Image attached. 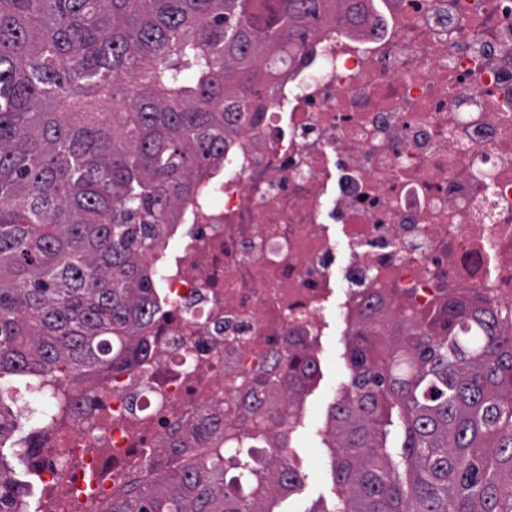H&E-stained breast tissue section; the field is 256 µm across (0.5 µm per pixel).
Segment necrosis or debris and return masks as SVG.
I'll list each match as a JSON object with an SVG mask.
<instances>
[{"label":"necrosis or debris","mask_w":512,"mask_h":512,"mask_svg":"<svg viewBox=\"0 0 512 512\" xmlns=\"http://www.w3.org/2000/svg\"><path fill=\"white\" fill-rule=\"evenodd\" d=\"M171 237L146 259L138 363L0 388L31 421L37 512H102L204 424L260 463L279 431L255 382L279 396L289 345L315 355L329 312L352 336L369 303L460 295L512 333V0H367L327 22L252 96Z\"/></svg>","instance_id":"necrosis-or-debris-1"}]
</instances>
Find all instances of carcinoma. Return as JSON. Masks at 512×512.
<instances>
[{
	"label": "carcinoma",
	"instance_id": "carcinoma-1",
	"mask_svg": "<svg viewBox=\"0 0 512 512\" xmlns=\"http://www.w3.org/2000/svg\"><path fill=\"white\" fill-rule=\"evenodd\" d=\"M336 0H0V380L128 366L153 313L147 255L166 246L198 181L224 160L256 85ZM450 297L346 350L327 432L325 512H512V335ZM318 365L283 369L288 410ZM0 512H28L4 455ZM149 459L156 477L104 512H273L297 489L289 438L253 493L228 484L217 431Z\"/></svg>",
	"mask_w": 512,
	"mask_h": 512
}]
</instances>
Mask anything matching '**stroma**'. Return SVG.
<instances>
[{
	"label": "stroma",
	"instance_id": "stroma-1",
	"mask_svg": "<svg viewBox=\"0 0 512 512\" xmlns=\"http://www.w3.org/2000/svg\"><path fill=\"white\" fill-rule=\"evenodd\" d=\"M327 321L319 373L304 395L301 422L291 435L289 455L301 472L302 482L296 491L273 503V512H321L322 508L332 507L335 500L332 459L322 439L328 414L349 381V369L343 326L332 314Z\"/></svg>",
	"mask_w": 512,
	"mask_h": 512
}]
</instances>
